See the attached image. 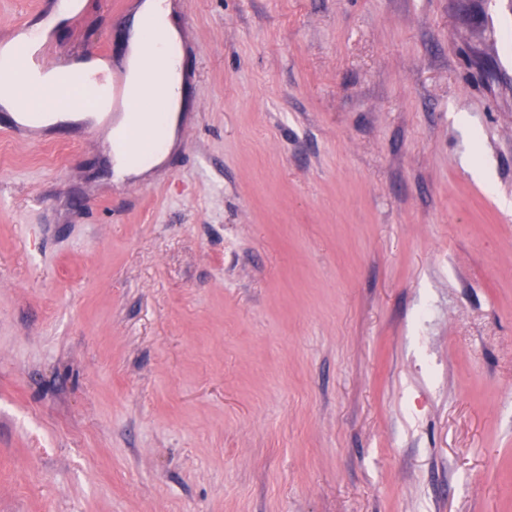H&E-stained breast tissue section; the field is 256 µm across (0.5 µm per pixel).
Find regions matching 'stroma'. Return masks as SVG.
Here are the masks:
<instances>
[{
    "instance_id": "stroma-1",
    "label": "stroma",
    "mask_w": 512,
    "mask_h": 512,
    "mask_svg": "<svg viewBox=\"0 0 512 512\" xmlns=\"http://www.w3.org/2000/svg\"><path fill=\"white\" fill-rule=\"evenodd\" d=\"M174 2L153 178L0 135V512H512V0Z\"/></svg>"
}]
</instances>
